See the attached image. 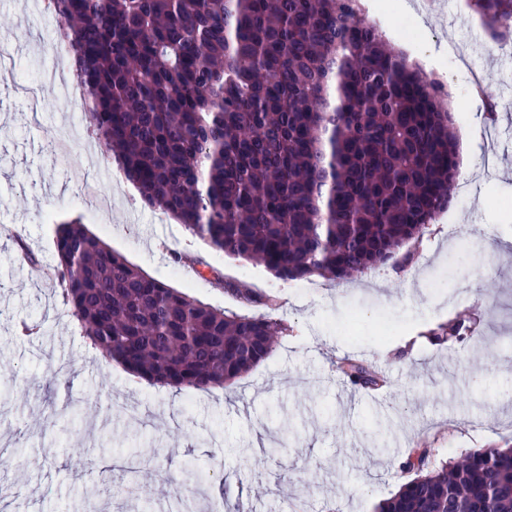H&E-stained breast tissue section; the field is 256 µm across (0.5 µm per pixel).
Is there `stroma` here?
I'll return each instance as SVG.
<instances>
[{
  "label": "stroma",
  "mask_w": 512,
  "mask_h": 512,
  "mask_svg": "<svg viewBox=\"0 0 512 512\" xmlns=\"http://www.w3.org/2000/svg\"><path fill=\"white\" fill-rule=\"evenodd\" d=\"M30 0H0V41L18 54L16 78L0 77V512H169L171 478L202 474L189 487L193 512H374L410 475L402 464L426 452L433 467L512 440V44H493L467 0L431 12L413 54L442 60L456 89L460 137L493 151L490 180L453 200L426 229L410 270L376 269L344 287L313 277L306 295L257 262L236 259L145 206L112 155L97 141L87 108L46 95L31 115L14 81H47L58 28L30 15ZM465 47L497 104L494 140L487 118L469 107L471 90L447 55ZM69 131L61 157L48 143ZM81 168L112 203L103 211L68 178ZM77 220L149 276L213 307L258 315L214 284L245 282L276 298L288 327L273 353L225 390L150 385L106 364L72 320L53 273L58 225ZM46 270L27 275V252ZM476 320L482 343L431 346L428 330L459 313ZM38 337L25 341L27 329ZM363 355L384 383L368 395L336 369ZM112 438L110 459L129 449L168 471L148 499L122 491L141 472L103 469L97 446Z\"/></svg>",
  "instance_id": "obj_1"
}]
</instances>
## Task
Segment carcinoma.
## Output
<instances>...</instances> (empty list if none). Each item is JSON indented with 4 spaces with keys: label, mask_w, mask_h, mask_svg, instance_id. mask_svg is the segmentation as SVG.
I'll return each mask as SVG.
<instances>
[{
    "label": "carcinoma",
    "mask_w": 512,
    "mask_h": 512,
    "mask_svg": "<svg viewBox=\"0 0 512 512\" xmlns=\"http://www.w3.org/2000/svg\"><path fill=\"white\" fill-rule=\"evenodd\" d=\"M495 37L512 0H470ZM92 99L90 124L144 202L275 277L346 283L412 261L452 202L457 133L442 85L385 46L358 0H52ZM62 297L93 350L151 384L222 388L287 331L267 312L214 308L158 281L79 222L56 231ZM478 340L467 320L433 345ZM337 369L353 387L368 364ZM416 474L376 512H512V445Z\"/></svg>",
    "instance_id": "obj_1"
}]
</instances>
